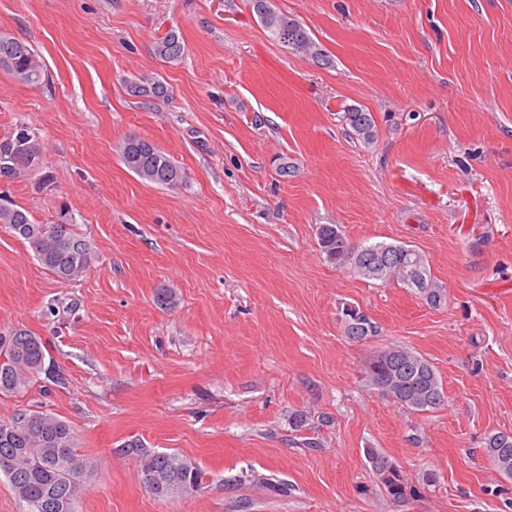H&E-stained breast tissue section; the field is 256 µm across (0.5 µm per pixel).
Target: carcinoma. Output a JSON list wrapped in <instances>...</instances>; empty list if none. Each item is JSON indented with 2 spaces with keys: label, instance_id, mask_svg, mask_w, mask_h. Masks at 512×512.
Here are the masks:
<instances>
[{
  "label": "carcinoma",
  "instance_id": "carcinoma-1",
  "mask_svg": "<svg viewBox=\"0 0 512 512\" xmlns=\"http://www.w3.org/2000/svg\"><path fill=\"white\" fill-rule=\"evenodd\" d=\"M248 2L252 14L276 40L320 65L332 64L321 44L297 20L276 10L273 0ZM153 52L163 61L173 62L182 58L184 45L175 32L169 31L154 42ZM0 68L29 86L41 84L44 73L35 49L7 30H0ZM128 91L135 97L169 96L168 87L156 80L133 82ZM342 120L353 138L366 146L375 143L377 127L372 113L351 106L344 110ZM120 158L144 181L166 188L184 182L181 167L144 138H127L120 146ZM42 165V142L26 124H17L10 136L0 139V183L30 176ZM0 227L21 239L41 266L61 282L79 279L89 267V245L65 214L51 224H38L26 210L0 195ZM317 240L329 260L352 268L366 279L395 280L411 288V281L420 277L422 285L417 291L426 295L431 305L441 304L443 291L431 281L426 259L416 249L386 243L354 248L334 224L320 225ZM341 315L345 335L352 341H362L378 332L372 319L361 311L355 316L343 307ZM47 354L42 339L26 329L0 336V393H20L42 374L56 386L65 384L61 371L45 365ZM365 378L378 394L410 412H431L446 401L432 363L403 346L379 351L369 362ZM117 452L136 457L142 484L158 498L196 492L205 484L204 470L177 452H157L138 439L125 442ZM484 453L500 475L512 479V434L499 431L488 435ZM365 455L383 493L392 502L404 503L418 495L417 487L386 454L368 448ZM94 470L93 461L78 452L71 426L52 413L27 410L0 423V473L28 505L29 512H75L77 498Z\"/></svg>",
  "mask_w": 512,
  "mask_h": 512
}]
</instances>
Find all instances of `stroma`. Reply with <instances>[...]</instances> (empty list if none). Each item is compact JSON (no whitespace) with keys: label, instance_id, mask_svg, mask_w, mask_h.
I'll use <instances>...</instances> for the list:
<instances>
[{"label":"stroma","instance_id":"1","mask_svg":"<svg viewBox=\"0 0 512 512\" xmlns=\"http://www.w3.org/2000/svg\"><path fill=\"white\" fill-rule=\"evenodd\" d=\"M274 5L332 65L275 40L246 0H0V29L44 68L36 87L0 69V139L24 122L44 147L42 170L7 192L38 223L69 212L91 248L84 276L61 283L0 228V335L40 336L66 379L0 394V421L45 410L72 426L97 464L76 512H512V479L483 451L512 432V0ZM170 30L184 55L167 63L153 43ZM143 78L169 99L129 95ZM351 105L374 116L373 145L349 136ZM130 136L183 185L128 170ZM322 224L354 247L416 248L445 301L336 265ZM162 287L175 308L157 305ZM347 303L376 336L346 338ZM393 344L433 364L439 410L368 386ZM292 410L306 427L292 430ZM132 439L194 460L205 485L153 496L117 453ZM369 448L435 483L390 501ZM251 471L287 495L227 486ZM124 165L144 181L166 188H176L184 182V172L152 142L129 137L120 146Z\"/></svg>","mask_w":512,"mask_h":512}]
</instances>
